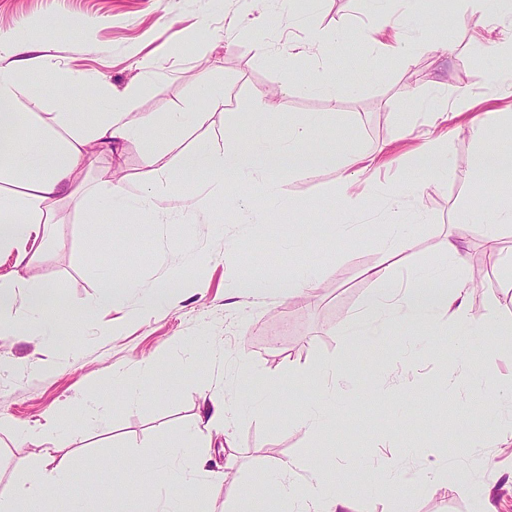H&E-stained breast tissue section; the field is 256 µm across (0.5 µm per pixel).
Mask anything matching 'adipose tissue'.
<instances>
[{"instance_id":"ef3b65f1","label":"adipose tissue","mask_w":512,"mask_h":512,"mask_svg":"<svg viewBox=\"0 0 512 512\" xmlns=\"http://www.w3.org/2000/svg\"><path fill=\"white\" fill-rule=\"evenodd\" d=\"M40 71L52 84L53 110L38 117L28 140L18 136L19 106L28 92L27 71ZM83 90L96 101H106L99 112H76L71 106L74 90ZM107 88L90 78L63 71L46 56L25 58L13 66H0V253L11 254L15 269L30 261L29 244L46 240L56 222V206L77 193L100 195L121 211L205 213L224 197L227 180L246 182L254 179L252 157H260L273 167L289 166L299 173H311L327 153L313 151L309 143L319 125L312 117L292 125L287 142L264 135L256 137L250 154L235 150L213 151L197 146L169 158L167 151L156 150L146 158L154 177L140 188L126 178L104 185L77 189L81 171L93 168L100 153L121 152L131 142L148 137L164 140L175 131L204 128L209 113L200 111L168 112L157 116L134 111L127 101L109 100ZM470 133L480 149L475 158L476 174L488 171L512 172V160L489 147L496 129L487 122L471 123ZM376 165L374 154L360 152L344 158L346 171L336 184L337 197L349 214L359 212V203L369 186L368 174ZM184 172L199 173L197 187L183 193L177 177ZM411 247L406 237H394L385 243L377 263L364 276L372 285L365 295L360 313L349 319L344 330L349 342L368 340L382 345L393 320L412 321L425 326L446 317L458 336L472 335L480 324L471 314L467 281L449 279L434 267L418 270L410 284H402L392 274L390 259L394 253ZM235 415L224 407L212 405L199 416V423L178 440L169 442L165 453L146 461L135 475L120 469L94 471L99 480L114 486L130 484L155 503L153 512H184L185 490L208 486L218 474L206 467L197 439L207 432L229 430ZM42 466L17 467L7 493L0 494V512H48L47 494L61 497L70 512H77L81 491L70 480L68 466L56 460L50 449H42ZM236 457L226 452L225 512H268L270 498H277L292 512H352L351 500L342 483L329 484L316 475L315 464L298 474L294 463L283 461L256 472L247 485H239L231 476Z\"/></svg>"}]
</instances>
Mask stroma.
Instances as JSON below:
<instances>
[{
	"label": "stroma",
	"instance_id": "obj_1",
	"mask_svg": "<svg viewBox=\"0 0 512 512\" xmlns=\"http://www.w3.org/2000/svg\"><path fill=\"white\" fill-rule=\"evenodd\" d=\"M276 0L262 6L265 20L238 36L227 27L233 0H0V34L27 37L37 54L57 66L100 80L120 94L135 86L136 111L177 112L186 106L210 113L208 128L173 134L186 148L233 147L244 151L256 131L287 136L292 123L309 114L323 124L315 134L334 159L301 176L268 171L287 202L268 218L247 184L228 181L224 203L203 215H144L123 224L105 199L63 202L46 245H33L32 262L13 284L49 289L48 311L71 318L76 335L48 336L23 301L0 310V492L7 490L18 461L40 468V449L54 448L71 462V477L87 512H150L136 488L113 491L87 482L90 470L142 465L175 434L196 422L204 401L233 406L240 482L281 460L318 457L320 477L344 471L354 512H484L476 486H489L498 512H512V445L485 438L488 393L512 388V282L497 266L477 265L482 238L495 210L512 204V179L487 173L470 177L478 149L468 123L487 110L512 113V64L488 51L492 41L512 39V21L486 15L476 20L460 0H426L400 25L407 54L374 50L362 30L380 23L382 0ZM328 41L312 57L292 64L290 47L306 27ZM222 47H214L215 37ZM270 44L267 53L257 43ZM152 63L143 75L139 61ZM324 65L343 93L339 98L298 92L317 65ZM224 88L223 104L205 93ZM276 99L272 112H257L262 94ZM467 94L466 115L435 119L436 108ZM410 129V144L447 134L448 167L435 177L423 159L394 154L377 171L373 188L347 234L327 201L336 193L337 160L351 153L378 152L397 129ZM155 140L131 143L120 157L102 155L81 175L89 184L122 175L135 186L149 178L143 160ZM472 220L458 229L456 219ZM409 227L414 243L394 264L407 280L416 267L435 264L450 275L481 279L469 298L486 327L460 343L447 321L427 330L397 321L387 347H352L339 329L370 287L361 272L379 257L394 219ZM464 234L465 262L448 260L442 242ZM200 263L189 270L192 286L166 297L139 318L161 275L184 267L187 253ZM315 272L308 295L253 297L235 293L243 273L284 279ZM132 277L122 305L104 312L92 305L107 277ZM333 363L354 386L325 408L327 425L311 436L298 419L318 401L319 368ZM255 365L277 384L266 406L247 403L254 392L246 375ZM155 371L149 395L126 400V387L112 371ZM305 374L289 379L288 366ZM103 393L99 419L81 408L82 397ZM59 420L58 440L40 436L46 413ZM17 424L35 437L20 440ZM448 467L451 490L418 484L393 492L390 469Z\"/></svg>",
	"mask_w": 512,
	"mask_h": 512
}]
</instances>
